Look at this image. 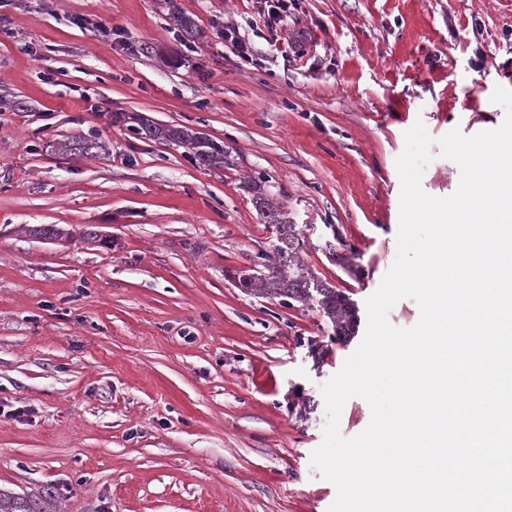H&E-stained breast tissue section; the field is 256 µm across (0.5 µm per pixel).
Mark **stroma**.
<instances>
[{"mask_svg": "<svg viewBox=\"0 0 512 512\" xmlns=\"http://www.w3.org/2000/svg\"><path fill=\"white\" fill-rule=\"evenodd\" d=\"M196 37L172 29L170 8ZM0 0V487L61 512H328L310 465L321 387L361 343L397 254L405 132L423 122L421 187L447 197L452 129L502 125L512 0ZM81 17L82 25L71 22ZM238 29L252 62L224 40ZM116 112L186 125L231 166L144 142ZM75 136L105 153L78 158ZM354 304L337 337L317 304L238 288L276 233ZM53 224L65 237L33 228ZM98 231L95 240L85 230ZM61 148L70 155L93 156L100 153L103 145L96 140L84 137H75L61 144Z\"/></svg>", "mask_w": 512, "mask_h": 512, "instance_id": "35a3bbf8", "label": "stroma"}]
</instances>
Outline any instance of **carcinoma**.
Instances as JSON below:
<instances>
[{
  "mask_svg": "<svg viewBox=\"0 0 512 512\" xmlns=\"http://www.w3.org/2000/svg\"><path fill=\"white\" fill-rule=\"evenodd\" d=\"M115 124H122L138 138L165 143L191 150L195 162L203 167L220 168L228 164L229 151L204 133L187 126L155 124L137 113L119 112L112 115ZM61 148L76 156H93L103 145L92 139L75 137L61 144ZM264 180H249L253 204L264 223L276 230L277 244L270 258L275 270L255 276L243 271L235 274L237 286L250 292L290 302H315L336 328V335L349 336L356 325V310L349 298L331 283L318 279L300 260L301 243L296 225L288 220V212L273 205L262 188ZM0 512H56V499L50 493L17 494L0 488Z\"/></svg>",
  "mask_w": 512,
  "mask_h": 512,
  "instance_id": "1",
  "label": "carcinoma"
}]
</instances>
